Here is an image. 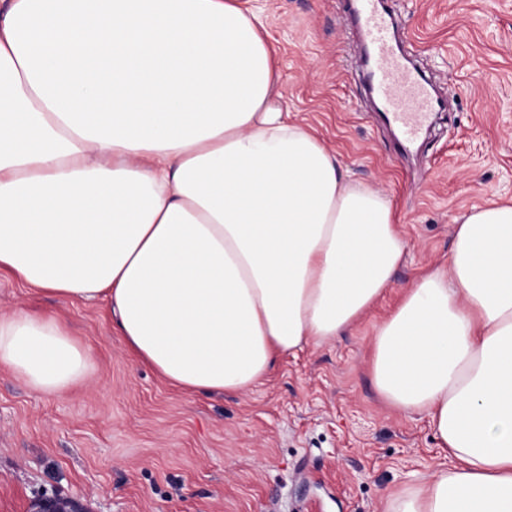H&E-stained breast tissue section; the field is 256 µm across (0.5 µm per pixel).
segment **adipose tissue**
Wrapping results in <instances>:
<instances>
[{"label": "adipose tissue", "instance_id": "adipose-tissue-1", "mask_svg": "<svg viewBox=\"0 0 512 512\" xmlns=\"http://www.w3.org/2000/svg\"><path fill=\"white\" fill-rule=\"evenodd\" d=\"M278 82L238 0H0V268L108 297L126 346L188 391H249L335 339L405 242ZM90 357L55 317H0V366L35 392ZM372 374L455 460L389 512H512V204L462 217L380 325Z\"/></svg>", "mask_w": 512, "mask_h": 512}]
</instances>
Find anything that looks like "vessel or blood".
Here are the masks:
<instances>
[{"label":"vessel or blood","mask_w":512,"mask_h":512,"mask_svg":"<svg viewBox=\"0 0 512 512\" xmlns=\"http://www.w3.org/2000/svg\"><path fill=\"white\" fill-rule=\"evenodd\" d=\"M361 18L365 45L373 62L366 73L372 93L379 102L382 120L397 128L404 146L415 145L434 113L445 110L446 103L429 82L411 69L392 40L401 18L380 0H361Z\"/></svg>","instance_id":"1"}]
</instances>
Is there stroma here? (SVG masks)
<instances>
[{
	"instance_id": "1",
	"label": "stroma",
	"mask_w": 512,
	"mask_h": 512,
	"mask_svg": "<svg viewBox=\"0 0 512 512\" xmlns=\"http://www.w3.org/2000/svg\"><path fill=\"white\" fill-rule=\"evenodd\" d=\"M279 65V104L314 128L355 183L384 193L405 243L389 293L336 340L278 360L251 391L176 388L125 347L107 298L73 301L0 269V317L53 315L92 351L60 394L0 368V512L45 499L82 512H386L450 467L426 420L372 376L375 331L432 267L459 218L512 203V0H395L401 52L451 105L411 152L358 84L349 0H250Z\"/></svg>"
}]
</instances>
